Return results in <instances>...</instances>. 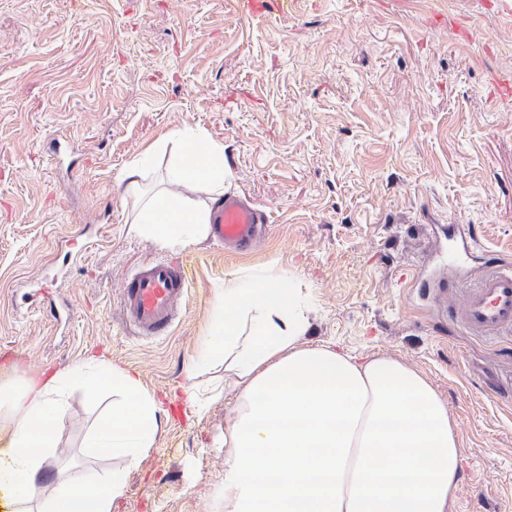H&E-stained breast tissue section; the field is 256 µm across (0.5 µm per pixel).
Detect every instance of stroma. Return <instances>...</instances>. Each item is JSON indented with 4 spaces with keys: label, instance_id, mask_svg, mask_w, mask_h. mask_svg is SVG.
Wrapping results in <instances>:
<instances>
[{
    "label": "stroma",
    "instance_id": "stroma-1",
    "mask_svg": "<svg viewBox=\"0 0 512 512\" xmlns=\"http://www.w3.org/2000/svg\"><path fill=\"white\" fill-rule=\"evenodd\" d=\"M512 0H0V382L94 356L138 373L169 413L139 465L86 455L97 413L70 398L39 483L123 469L112 512H224L233 398L186 406L185 370L238 269L301 288L308 344L385 355L448 403L462 448L456 512H512V334L450 321L436 295L448 227L476 278L512 263ZM224 145L228 196L268 217L262 243L173 249L129 232L125 167L168 133ZM195 273L164 336L125 322L143 263Z\"/></svg>",
    "mask_w": 512,
    "mask_h": 512
}]
</instances>
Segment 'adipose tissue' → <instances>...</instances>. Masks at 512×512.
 Segmentation results:
<instances>
[{"instance_id": "adipose-tissue-1", "label": "adipose tissue", "mask_w": 512, "mask_h": 512, "mask_svg": "<svg viewBox=\"0 0 512 512\" xmlns=\"http://www.w3.org/2000/svg\"><path fill=\"white\" fill-rule=\"evenodd\" d=\"M170 181L188 196L140 199L155 155L147 148L120 176L135 199L133 234L164 247L205 240L211 202L229 174L224 146L202 131L170 135ZM299 289L263 271L226 274L183 388L197 405L194 379L222 368L236 392L224 426V512H455L461 444L448 407L430 381L387 356L355 359L312 346ZM112 395L84 446L136 464L153 448L162 421L156 398L127 370L88 363L60 374L33 372L0 386V420L11 423L0 450V486L12 512H112L123 471L89 473L37 499L36 482L58 448L73 388Z\"/></svg>"}]
</instances>
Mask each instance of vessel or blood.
<instances>
[{
  "mask_svg": "<svg viewBox=\"0 0 512 512\" xmlns=\"http://www.w3.org/2000/svg\"><path fill=\"white\" fill-rule=\"evenodd\" d=\"M262 215L235 196L225 197L212 210L211 233L225 248L250 251L262 239ZM193 275L189 262L157 260L127 276L122 284L126 319L141 335L159 336L175 320L178 303ZM448 285L460 289V322L480 336L512 332V266H488L474 282H465L457 264L448 266Z\"/></svg>",
  "mask_w": 512,
  "mask_h": 512,
  "instance_id": "vessel-or-blood-1",
  "label": "vessel or blood"
}]
</instances>
